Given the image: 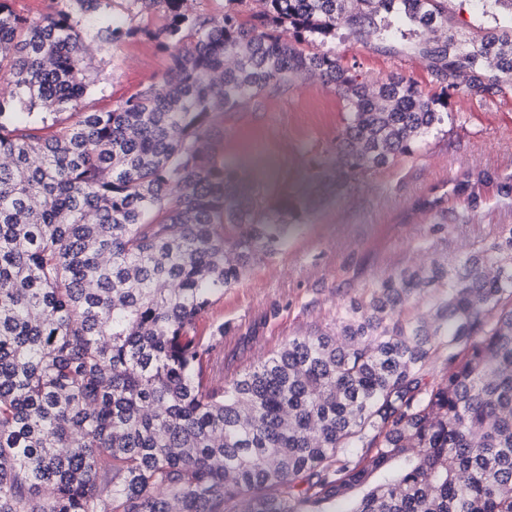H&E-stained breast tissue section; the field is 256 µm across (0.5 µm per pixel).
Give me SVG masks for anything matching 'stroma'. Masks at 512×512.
I'll use <instances>...</instances> for the list:
<instances>
[{
  "mask_svg": "<svg viewBox=\"0 0 512 512\" xmlns=\"http://www.w3.org/2000/svg\"><path fill=\"white\" fill-rule=\"evenodd\" d=\"M445 29L478 39L511 9L480 0H442ZM98 16L84 24L86 57L96 79L85 105L112 109L153 82L168 57L154 41L100 42ZM413 34L382 42L371 34L337 30L327 45L357 82L376 87L398 75L421 94L444 101L446 117L413 145L411 155L350 180L341 189L322 182L338 166L336 137L349 114L341 91L305 78L225 113L223 138L201 150L223 153L239 185L276 202L286 187L310 182L314 203L296 216L297 231L255 263L241 281L213 298L196 329L207 339L204 370L213 385L242 373L289 339L332 330L340 309L364 285L403 268L456 262L512 226V198L487 188L477 208L454 194L463 180L489 172L512 178V74L501 90L478 97L466 85L447 88L418 50Z\"/></svg>",
  "mask_w": 512,
  "mask_h": 512,
  "instance_id": "obj_1",
  "label": "stroma"
}]
</instances>
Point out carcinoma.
<instances>
[{
	"mask_svg": "<svg viewBox=\"0 0 512 512\" xmlns=\"http://www.w3.org/2000/svg\"><path fill=\"white\" fill-rule=\"evenodd\" d=\"M30 19L0 0V512H512V227L453 264L362 289L336 332L296 336L214 387L196 319L288 240L301 195L268 204L216 152L218 119L307 76L347 89L336 186L383 168L442 122L392 76L371 90L329 50L346 25L393 39L443 27L440 0H245L217 17L185 0H121L99 40L168 53L154 82L86 112L83 24L114 0H59ZM292 31V39L283 31ZM474 95L512 71V34L419 43ZM53 128L49 134L47 128ZM512 195L485 173L458 183ZM53 493L44 499L41 489Z\"/></svg>",
	"mask_w": 512,
	"mask_h": 512,
	"instance_id": "carcinoma-1",
	"label": "carcinoma"
}]
</instances>
